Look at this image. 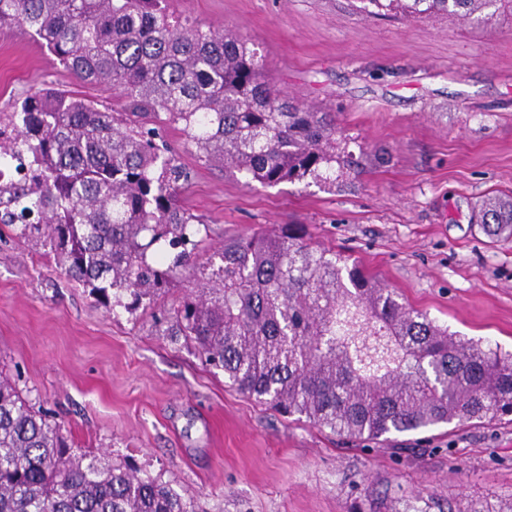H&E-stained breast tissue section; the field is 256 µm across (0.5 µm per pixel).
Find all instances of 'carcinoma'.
I'll use <instances>...</instances> for the list:
<instances>
[{
  "instance_id": "1",
  "label": "carcinoma",
  "mask_w": 512,
  "mask_h": 512,
  "mask_svg": "<svg viewBox=\"0 0 512 512\" xmlns=\"http://www.w3.org/2000/svg\"><path fill=\"white\" fill-rule=\"evenodd\" d=\"M169 0H0L77 79L126 99L110 112L64 90L0 113V228L54 260L111 310L146 312L192 286L158 321L230 387L342 439L389 441L440 424L512 415V356L440 325L301 224L209 247L184 208L188 174L163 136L177 127L199 160L249 186L332 188L363 170L336 113L271 86L253 44L181 23ZM498 0H359L369 14L484 15ZM475 223L512 239V195ZM0 512H200L159 476L103 465L0 371ZM466 512H512L488 500Z\"/></svg>"
}]
</instances>
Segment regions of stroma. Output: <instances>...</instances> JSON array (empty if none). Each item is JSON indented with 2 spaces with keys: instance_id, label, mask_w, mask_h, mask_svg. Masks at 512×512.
Wrapping results in <instances>:
<instances>
[{
  "instance_id": "stroma-1",
  "label": "stroma",
  "mask_w": 512,
  "mask_h": 512,
  "mask_svg": "<svg viewBox=\"0 0 512 512\" xmlns=\"http://www.w3.org/2000/svg\"><path fill=\"white\" fill-rule=\"evenodd\" d=\"M357 0H171L179 19L250 40L275 87L333 109L369 154L327 190L244 186L167 138L191 179L182 204L221 245L276 224L358 259L412 307L512 353V240L473 213L512 193V0L491 20L370 15ZM65 89L122 110L19 27L0 28V112ZM389 154L378 163V154ZM0 364L102 463L133 458L199 497L205 512H462L512 494V424L440 426L396 447L345 443L229 387L149 317L110 312L48 258L0 235Z\"/></svg>"
}]
</instances>
